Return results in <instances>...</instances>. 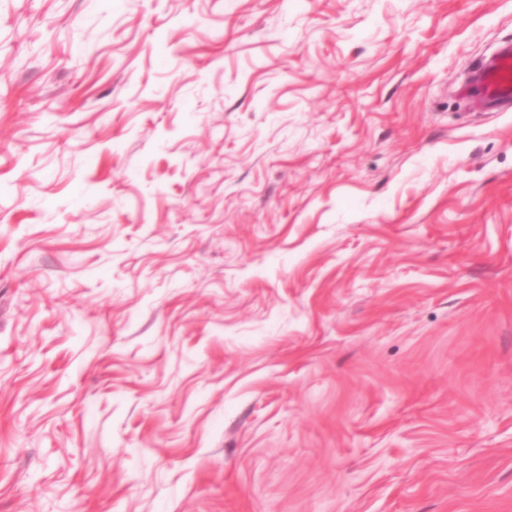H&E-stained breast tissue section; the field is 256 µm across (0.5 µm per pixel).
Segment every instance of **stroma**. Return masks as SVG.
<instances>
[{
    "label": "stroma",
    "mask_w": 512,
    "mask_h": 512,
    "mask_svg": "<svg viewBox=\"0 0 512 512\" xmlns=\"http://www.w3.org/2000/svg\"><path fill=\"white\" fill-rule=\"evenodd\" d=\"M512 0H0V512H512ZM472 89L489 109L512 104V42L500 43L476 71Z\"/></svg>",
    "instance_id": "stroma-1"
}]
</instances>
